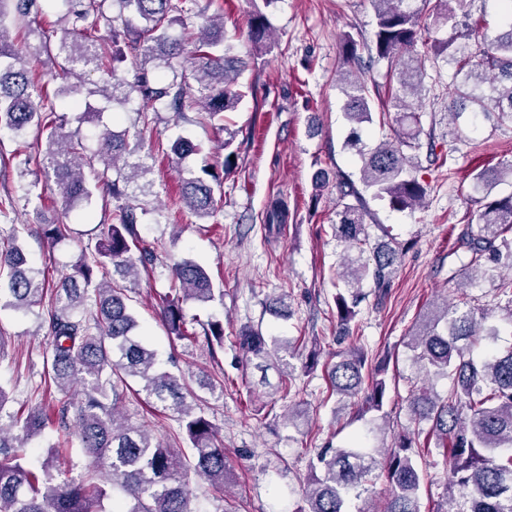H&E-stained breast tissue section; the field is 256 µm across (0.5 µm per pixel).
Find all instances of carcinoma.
I'll return each mask as SVG.
<instances>
[{"instance_id": "carcinoma-1", "label": "carcinoma", "mask_w": 512, "mask_h": 512, "mask_svg": "<svg viewBox=\"0 0 512 512\" xmlns=\"http://www.w3.org/2000/svg\"><path fill=\"white\" fill-rule=\"evenodd\" d=\"M66 11L60 35L37 33L38 43L22 54L10 38V29H29L40 13V0H0V131L23 138L30 129L45 136V149L36 164L53 182L55 191L69 205L88 203L97 190L118 202L114 223L98 225L92 249L84 248L72 273L51 294L46 312L42 304L48 277L37 268L23 246L25 224L0 227V310L37 314L49 338L44 372L63 394L54 407L59 423L73 421L83 453L102 461L94 473L84 471L61 478L54 474L58 445H53L40 466H31L26 448L44 430L48 417L30 410L9 415L10 428L0 425V512H195L188 489L190 476L206 478L225 492L227 477L224 446L215 427L196 412L199 398L187 400L183 384L165 369L157 352L142 334L128 306L126 286L116 277L137 278L140 269L155 263L156 254L140 235L138 224L146 210L131 203L144 188L150 166L141 155L142 135L131 144L126 134L104 125L97 134V149L88 154L78 132H67L66 116L56 111L40 68L60 61V72L51 80H68L86 71L101 73L95 93L107 103L124 104L138 98L145 109L162 108L179 119L200 108L212 127L224 131V114L236 111L244 97L239 81L244 69L232 53L224 33V20L205 15L199 0H112L117 13L108 19L112 31V60L98 35L106 0H63ZM473 0H370L374 26L367 39L345 34L340 40L341 90L344 114L350 123L346 146L360 162L361 185L336 174V241L344 245L340 267L344 290L336 293L339 336L352 335L351 324L365 300L364 284L374 293H388L403 248L372 239L371 217L365 193L388 202L400 211L423 204L428 185L416 176L414 157L406 150L419 149L421 127L418 91L427 76L428 58L416 45L423 40L424 12L438 27L457 25L469 17ZM194 15L203 19L199 32L186 30L175 38L174 24L186 25ZM270 23L260 11L248 21V41L260 50L267 47ZM474 43L455 39L434 41V54L447 49L455 64L456 83L448 115L458 120L464 113L512 122V23L494 36L471 25ZM123 42L134 51L132 77L119 72L115 62ZM386 63V76L396 84L392 123L396 139L369 144L362 138L364 125L373 122L371 87L361 68H352L362 52ZM192 72L195 83L187 81ZM201 151V146L179 138L170 147L180 161ZM210 168L185 183L182 203L188 214L202 220L218 210ZM288 207L270 205L268 226L286 223ZM478 230L463 232L470 254L464 264L467 285L483 276V266L502 258L508 246L504 234L512 231V193L482 204ZM47 244L54 246L73 237L67 224L40 225ZM175 293L164 296L161 320L168 336L190 340L197 336L183 312L187 300L212 302L224 298L214 288L206 270L190 259L171 266ZM485 318L471 309L461 311L443 298L422 319L409 346L422 374V384L411 390L407 411L414 421L431 423L426 442L409 435L384 443L380 427L337 448H322L310 463L311 477L297 512H347L346 503L373 490L378 473L386 475L388 494L381 512H421L420 489L425 479L417 463L422 448L434 445L449 464L448 508L442 512H512V348L493 347L476 361L470 347L480 336H494L484 328ZM209 342L224 348V324L211 321L202 327ZM242 363L273 368L280 386L291 387L295 357L290 342L267 336L255 326L242 327L234 337ZM366 358L356 351L339 354L328 370L332 392L353 401L357 412H383L387 383L384 372L365 381ZM446 377L452 386L444 399L432 394L429 383ZM138 385L147 402L172 412L188 449L171 448L154 440L147 426L127 423L119 411L128 380Z\"/></svg>"}]
</instances>
